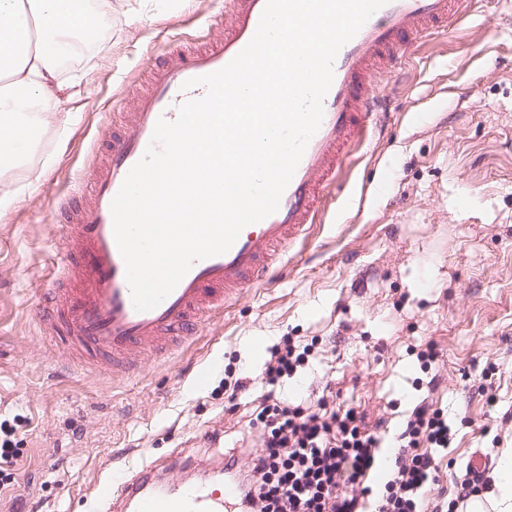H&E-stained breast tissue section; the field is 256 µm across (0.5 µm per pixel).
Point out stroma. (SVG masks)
I'll return each instance as SVG.
<instances>
[{
    "instance_id": "obj_1",
    "label": "stroma",
    "mask_w": 512,
    "mask_h": 512,
    "mask_svg": "<svg viewBox=\"0 0 512 512\" xmlns=\"http://www.w3.org/2000/svg\"><path fill=\"white\" fill-rule=\"evenodd\" d=\"M112 2L111 27L68 70L80 95L59 105L62 128L41 131L0 212V423L23 452L0 486V512H96L94 481L176 450L186 467L174 483L215 478L228 455L247 462L258 374L285 336L317 345L282 396L332 393L384 446L415 406L446 409L452 438L434 454L435 491L456 499L474 452L493 464L512 448V0H477L400 75L376 79L390 122L351 149L321 223L288 250L281 277L120 382L64 365L37 324L66 233L52 204L84 176L104 124L131 110L125 81L139 83L172 36L222 30L225 0L175 11ZM426 342L437 352L427 368L414 352ZM207 363L208 383L196 387Z\"/></svg>"
}]
</instances>
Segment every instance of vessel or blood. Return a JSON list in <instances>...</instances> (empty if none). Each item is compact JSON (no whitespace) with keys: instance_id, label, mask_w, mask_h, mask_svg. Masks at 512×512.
<instances>
[{"instance_id":"b4317fda","label":"vessel or blood","mask_w":512,"mask_h":512,"mask_svg":"<svg viewBox=\"0 0 512 512\" xmlns=\"http://www.w3.org/2000/svg\"><path fill=\"white\" fill-rule=\"evenodd\" d=\"M266 0H225L222 33L203 42L179 41L165 62L150 68L134 93L127 123L88 169V194H67L56 204L68 227L58 265L60 287L49 297L42 331L66 342L78 362L108 366L113 378L137 374L143 354L159 357L197 335L210 315L223 312L246 289L272 284L280 256L322 216L325 192L336 185L347 147L366 130H383L389 118L374 80L393 73L414 42L450 29L472 0H389L339 51L334 79L323 101V120L309 140L278 210L246 226L224 254L195 262L157 307L136 310L124 260L113 233L111 203L144 155L158 120L175 121L180 106L206 89L189 79L227 65L253 37ZM165 463L139 464L96 482L94 497L106 512H224L238 499L233 468L219 487L161 483Z\"/></svg>"}]
</instances>
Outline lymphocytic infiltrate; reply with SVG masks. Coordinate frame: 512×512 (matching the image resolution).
<instances>
[{
	"label": "lymphocytic infiltrate",
	"mask_w": 512,
	"mask_h": 512,
	"mask_svg": "<svg viewBox=\"0 0 512 512\" xmlns=\"http://www.w3.org/2000/svg\"><path fill=\"white\" fill-rule=\"evenodd\" d=\"M312 351L293 337L273 346L261 375L268 384L294 375ZM249 429L258 448L236 477L244 512H458V501L435 496L438 472L432 452L450 442L441 409L416 406L395 439L394 469L381 494L370 486L381 446L354 409L326 400L303 407L276 391L260 397Z\"/></svg>",
	"instance_id": "obj_1"
}]
</instances>
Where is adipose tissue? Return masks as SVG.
I'll list each match as a JSON object with an SVG mask.
<instances>
[{
    "label": "adipose tissue",
    "mask_w": 512,
    "mask_h": 512,
    "mask_svg": "<svg viewBox=\"0 0 512 512\" xmlns=\"http://www.w3.org/2000/svg\"><path fill=\"white\" fill-rule=\"evenodd\" d=\"M0 0V182L11 180L36 133L73 96L61 60L78 55L112 22V0ZM475 506L512 512V450L503 449Z\"/></svg>",
    "instance_id": "1"
}]
</instances>
